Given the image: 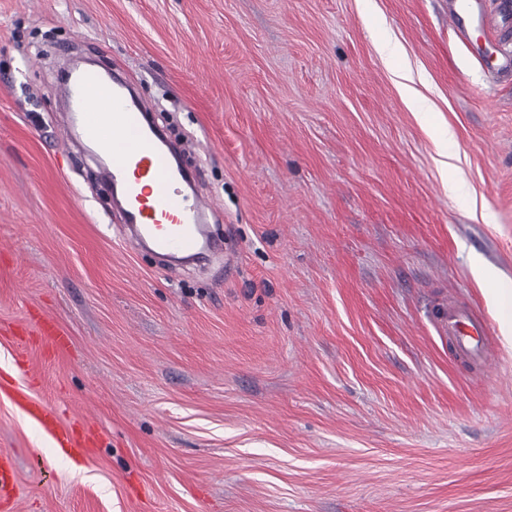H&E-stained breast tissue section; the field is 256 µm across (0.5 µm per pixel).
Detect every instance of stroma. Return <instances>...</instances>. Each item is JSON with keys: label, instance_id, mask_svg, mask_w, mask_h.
<instances>
[{"label": "stroma", "instance_id": "1", "mask_svg": "<svg viewBox=\"0 0 512 512\" xmlns=\"http://www.w3.org/2000/svg\"><path fill=\"white\" fill-rule=\"evenodd\" d=\"M469 2L455 29L448 0H0V374L99 435L74 474L0 394V512H512V40ZM76 57L178 124L222 203L209 268L127 243L58 94ZM451 301L490 322V376L438 333ZM39 315L69 349L4 335ZM399 88L402 96L408 101L414 112L424 114L430 112L432 105L429 99L422 96L415 87V77L410 70L398 74ZM494 304L497 308L501 324L507 331L512 332V289L499 288L494 295ZM16 469L12 455L4 450L0 452V497L11 500L14 495Z\"/></svg>", "mask_w": 512, "mask_h": 512}]
</instances>
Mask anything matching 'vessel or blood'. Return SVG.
Listing matches in <instances>:
<instances>
[{"mask_svg": "<svg viewBox=\"0 0 512 512\" xmlns=\"http://www.w3.org/2000/svg\"><path fill=\"white\" fill-rule=\"evenodd\" d=\"M66 93L86 137L112 160L105 176L120 201L132 239L139 244L150 242L164 255L203 257L213 243L202 238L199 226L215 205L201 194L183 190V173L173 167L169 152L159 148L155 133L146 123L150 103L132 95L121 79L105 82L92 69L70 75ZM441 325L456 356L485 367L491 364L495 346L485 318L452 302L442 313ZM38 333L48 350L60 352L71 344L70 337L53 319H41ZM0 390L62 453L80 456L92 444V436L61 423L55 404L32 397L16 385ZM15 481L13 457L1 451L0 498L12 499Z\"/></svg>", "mask_w": 512, "mask_h": 512, "instance_id": "vessel-or-blood-1", "label": "vessel or blood"}]
</instances>
